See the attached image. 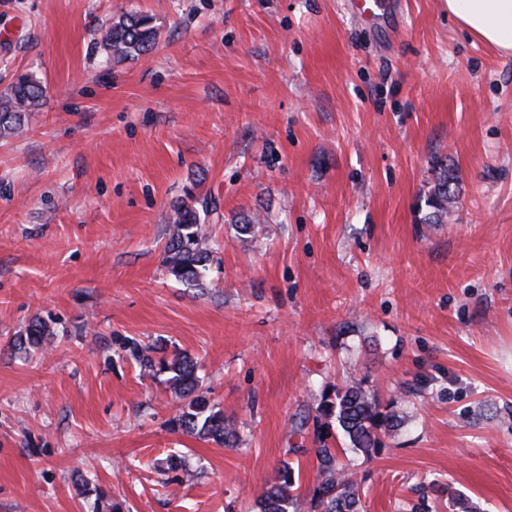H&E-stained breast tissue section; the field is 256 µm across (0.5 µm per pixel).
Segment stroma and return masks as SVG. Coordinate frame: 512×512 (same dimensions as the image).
I'll return each instance as SVG.
<instances>
[{
	"instance_id": "35a3bbf8",
	"label": "stroma",
	"mask_w": 512,
	"mask_h": 512,
	"mask_svg": "<svg viewBox=\"0 0 512 512\" xmlns=\"http://www.w3.org/2000/svg\"><path fill=\"white\" fill-rule=\"evenodd\" d=\"M400 7L0 0V92L46 88L0 135V512H259L285 462L313 512L323 429L364 512H512V57L443 0ZM131 11L158 43L105 63ZM442 161L459 201L427 224ZM191 200L202 289L164 264ZM35 317L53 336L14 349ZM130 341L190 356L239 447L183 434ZM356 382L402 421L367 461L317 411Z\"/></svg>"
}]
</instances>
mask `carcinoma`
Returning <instances> with one entry per match:
<instances>
[{"label": "carcinoma", "mask_w": 512, "mask_h": 512, "mask_svg": "<svg viewBox=\"0 0 512 512\" xmlns=\"http://www.w3.org/2000/svg\"><path fill=\"white\" fill-rule=\"evenodd\" d=\"M159 30L148 14L130 12L110 22L99 33L105 61L135 59L148 53L158 42ZM45 90L41 82L31 75L18 77L0 93V133L19 132L25 122L39 111ZM457 178L448 165L439 164L434 184L430 188L426 207L429 212L424 221L440 224L448 214V207L457 200ZM208 209L198 210L195 205L182 203L174 208L171 218L174 231L165 246L164 263L168 272L178 281L201 288L213 263L212 251L202 246L207 238L206 217ZM53 335L50 325L36 317L15 337L13 345L19 349L39 345ZM125 351L140 369L152 373L170 374L169 382L179 397L187 400L178 415V427L183 433L211 440L219 446L234 448L240 437L234 421L224 416V411L210 404L197 393L199 377L196 365L186 355L172 360H155L153 347H143L136 342L125 346ZM320 415L336 421L348 447L370 458L381 446L382 437L397 431L399 417L382 407L379 400L367 394L358 384L333 388L322 396L318 407ZM320 482L314 490L313 500L317 512H359L360 498L355 472L349 465L338 461V449H317ZM295 478L292 466L283 463L276 482L262 496V512H288L293 504Z\"/></svg>", "instance_id": "1"}]
</instances>
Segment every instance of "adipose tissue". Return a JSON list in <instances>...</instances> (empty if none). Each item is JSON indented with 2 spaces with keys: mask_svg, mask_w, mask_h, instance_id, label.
Listing matches in <instances>:
<instances>
[{
  "mask_svg": "<svg viewBox=\"0 0 512 512\" xmlns=\"http://www.w3.org/2000/svg\"><path fill=\"white\" fill-rule=\"evenodd\" d=\"M461 28L504 56H512V0H444Z\"/></svg>",
  "mask_w": 512,
  "mask_h": 512,
  "instance_id": "adipose-tissue-1",
  "label": "adipose tissue"
}]
</instances>
